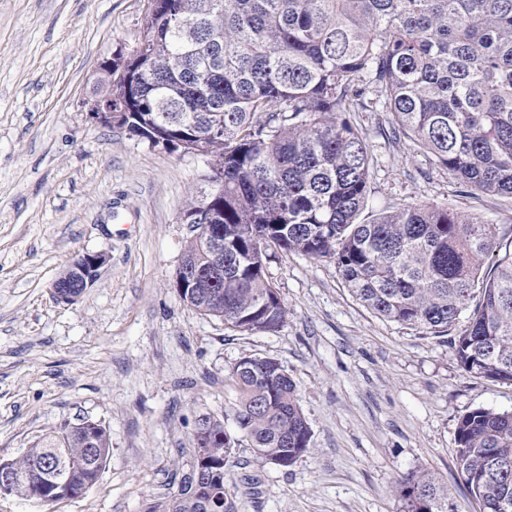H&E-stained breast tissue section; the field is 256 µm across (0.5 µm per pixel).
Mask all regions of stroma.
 I'll return each instance as SVG.
<instances>
[{
  "instance_id": "1",
  "label": "stroma",
  "mask_w": 512,
  "mask_h": 512,
  "mask_svg": "<svg viewBox=\"0 0 512 512\" xmlns=\"http://www.w3.org/2000/svg\"><path fill=\"white\" fill-rule=\"evenodd\" d=\"M148 0H0V459L88 419L111 451L84 495L54 503L0 497V512H142L177 492L197 417L235 430V364L278 360L297 386L311 449L282 468L248 441L226 482L238 512H405L397 481L434 473L448 512H476L456 464L460 416L512 412V384L465 373L449 337L381 319L335 265L296 253L270 263L288 308L276 332H240L191 312L175 271L192 225L202 158L150 148L90 119L100 63L131 52ZM363 124L376 163L374 208L445 205L512 229V199L461 195L446 172ZM107 265L71 304L51 285L78 255Z\"/></svg>"
}]
</instances>
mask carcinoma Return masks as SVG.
Listing matches in <instances>:
<instances>
[{
    "label": "carcinoma",
    "mask_w": 512,
    "mask_h": 512,
    "mask_svg": "<svg viewBox=\"0 0 512 512\" xmlns=\"http://www.w3.org/2000/svg\"><path fill=\"white\" fill-rule=\"evenodd\" d=\"M101 63L97 94L117 127L172 153L202 152L221 185L220 251L198 235L183 257L220 270L181 296L239 331H277L288 309L267 275L276 253L332 261L376 316L452 336L460 367L512 383V235L446 206L405 205L358 221L374 157L357 114L422 149L464 195L512 198V0H155L122 76ZM469 312L458 328L460 315ZM234 420L254 453L282 468L310 449L295 382L275 359L246 356L230 373ZM201 446L176 494L143 512H238L224 488L239 439L199 416ZM460 474L479 512H512V413L476 408L457 422ZM97 422L47 435L10 466L29 475L11 495L58 502L93 487L110 455ZM75 463L43 481L55 454ZM408 512H447L426 470L398 482Z\"/></svg>",
    "instance_id": "carcinoma-1"
}]
</instances>
